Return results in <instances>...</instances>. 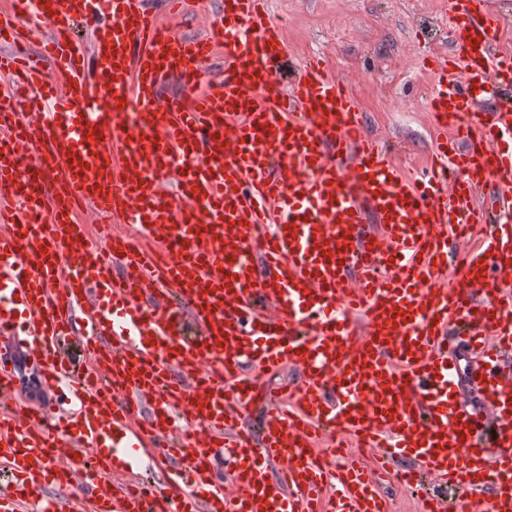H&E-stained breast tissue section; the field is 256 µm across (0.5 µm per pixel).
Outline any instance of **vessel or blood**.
<instances>
[{
    "mask_svg": "<svg viewBox=\"0 0 512 512\" xmlns=\"http://www.w3.org/2000/svg\"><path fill=\"white\" fill-rule=\"evenodd\" d=\"M485 3L446 0L456 36L432 60L427 109L457 138L412 180L322 59L283 81L267 0H223L203 37L145 0H12L0 512H386L379 477L407 453L404 488L429 473L455 492L426 512H465L484 489L489 512H512V54ZM34 17L50 36L31 52ZM174 77L185 92L161 98ZM486 187L494 202L476 207ZM113 223L132 235L90 237ZM476 224L480 247L462 251ZM21 320L44 384L76 400L75 433L12 397ZM69 338L85 369L66 364ZM455 338L492 414L452 398ZM250 364L301 378L276 390ZM321 434L376 449L373 463L332 468ZM140 453L162 460V483L141 479Z\"/></svg>",
    "mask_w": 512,
    "mask_h": 512,
    "instance_id": "vessel-or-blood-1",
    "label": "vessel or blood"
}]
</instances>
